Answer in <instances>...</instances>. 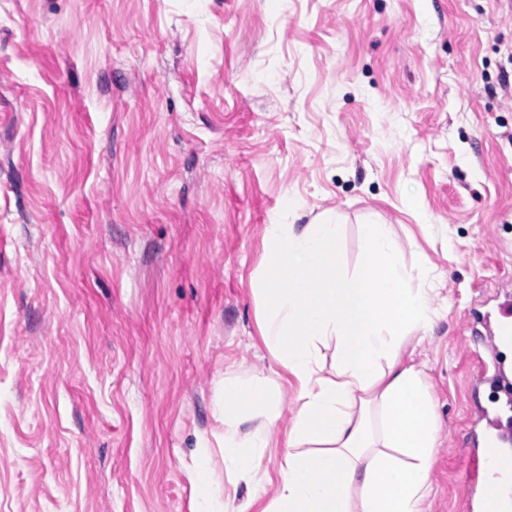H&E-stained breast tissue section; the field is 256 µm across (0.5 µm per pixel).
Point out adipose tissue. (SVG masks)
<instances>
[{"label":"adipose tissue","mask_w":512,"mask_h":512,"mask_svg":"<svg viewBox=\"0 0 512 512\" xmlns=\"http://www.w3.org/2000/svg\"><path fill=\"white\" fill-rule=\"evenodd\" d=\"M342 238L328 220L266 231L261 333L296 381L298 402L267 512H427L436 406L403 345L429 326L430 297L413 285L389 225H366L363 261L351 272ZM279 405L276 378L225 379L227 475L256 479Z\"/></svg>","instance_id":"adipose-tissue-1"}]
</instances>
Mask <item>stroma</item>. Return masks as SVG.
<instances>
[{
  "label": "stroma",
  "mask_w": 512,
  "mask_h": 512,
  "mask_svg": "<svg viewBox=\"0 0 512 512\" xmlns=\"http://www.w3.org/2000/svg\"><path fill=\"white\" fill-rule=\"evenodd\" d=\"M390 225L434 315L414 352L467 512L482 339L512 281L501 0H0V512H195L224 377L278 365L271 224ZM296 408L283 387L263 467Z\"/></svg>",
  "instance_id": "obj_1"
}]
</instances>
